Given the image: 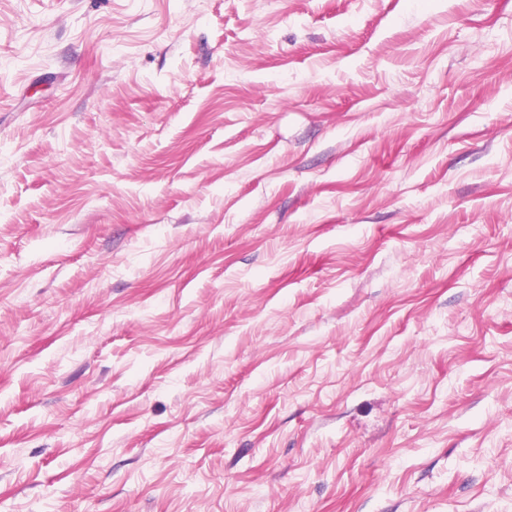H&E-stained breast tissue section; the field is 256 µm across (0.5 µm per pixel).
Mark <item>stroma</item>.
<instances>
[{"mask_svg":"<svg viewBox=\"0 0 512 512\" xmlns=\"http://www.w3.org/2000/svg\"><path fill=\"white\" fill-rule=\"evenodd\" d=\"M0 512H512V0H0Z\"/></svg>","mask_w":512,"mask_h":512,"instance_id":"stroma-1","label":"stroma"}]
</instances>
